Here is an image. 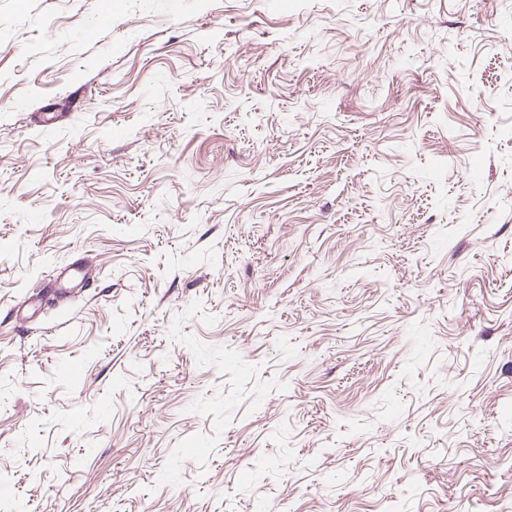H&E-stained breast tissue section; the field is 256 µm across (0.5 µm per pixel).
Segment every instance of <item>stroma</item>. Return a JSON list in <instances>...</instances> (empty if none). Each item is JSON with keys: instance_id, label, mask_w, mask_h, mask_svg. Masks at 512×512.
Segmentation results:
<instances>
[{"instance_id": "1", "label": "stroma", "mask_w": 512, "mask_h": 512, "mask_svg": "<svg viewBox=\"0 0 512 512\" xmlns=\"http://www.w3.org/2000/svg\"><path fill=\"white\" fill-rule=\"evenodd\" d=\"M19 504L512 512V0H0Z\"/></svg>"}]
</instances>
